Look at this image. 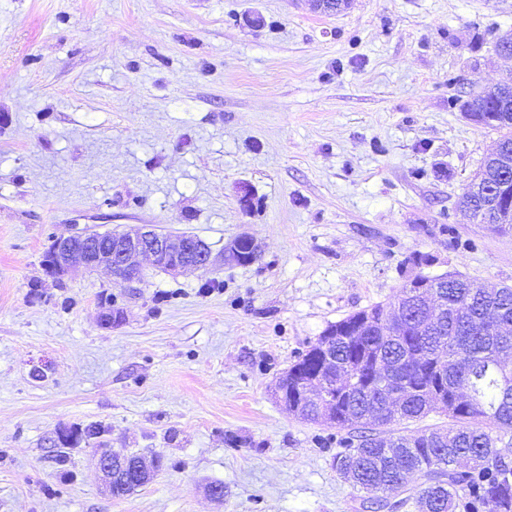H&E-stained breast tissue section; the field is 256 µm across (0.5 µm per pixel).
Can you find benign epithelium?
<instances>
[{"label":"benign epithelium","mask_w":512,"mask_h":512,"mask_svg":"<svg viewBox=\"0 0 512 512\" xmlns=\"http://www.w3.org/2000/svg\"><path fill=\"white\" fill-rule=\"evenodd\" d=\"M141 255L152 257L155 266L171 273L204 270L210 262V250L198 246L194 238L184 235L174 242L167 235L142 226L112 233L104 244L95 234L80 237L78 245L70 237L58 238L43 266L48 276L59 278L77 261L87 270L104 267L115 277L132 283L139 281L143 272L137 263ZM93 459L107 493H112L113 474L128 468V455L116 453L104 443L95 449Z\"/></svg>","instance_id":"obj_1"}]
</instances>
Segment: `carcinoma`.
<instances>
[{"instance_id": "cac0c4a2", "label": "carcinoma", "mask_w": 512, "mask_h": 512, "mask_svg": "<svg viewBox=\"0 0 512 512\" xmlns=\"http://www.w3.org/2000/svg\"><path fill=\"white\" fill-rule=\"evenodd\" d=\"M512 88V74L460 105L469 117L488 116L486 126L499 132L493 150L482 161L458 205L475 218H491L500 231L512 230V209L490 215L480 199L512 183L502 158L512 154V107L503 94ZM428 276L417 275L387 304H375L330 325L316 344L289 366L277 388L284 390L288 411L318 422L329 419L357 435L343 442L336 470L369 501L387 512L409 500L415 512H512V286L487 287L448 276L445 286L422 288ZM436 302L402 320L400 335H390L393 307L407 299ZM328 344L336 367L324 364L319 346ZM386 361V376L377 380V360ZM320 375L317 397L303 396L304 381ZM441 413L452 420L448 429L400 434L391 426ZM74 445L111 433L100 423L65 429ZM114 481L112 495L122 497L147 484ZM408 493L392 502L387 493Z\"/></svg>"}]
</instances>
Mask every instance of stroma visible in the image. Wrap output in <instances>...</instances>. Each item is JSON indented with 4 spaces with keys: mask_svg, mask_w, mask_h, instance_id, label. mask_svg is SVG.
Segmentation results:
<instances>
[{
    "mask_svg": "<svg viewBox=\"0 0 512 512\" xmlns=\"http://www.w3.org/2000/svg\"><path fill=\"white\" fill-rule=\"evenodd\" d=\"M508 30L512 0H0V512H362L346 430L274 388L415 275L512 285V232L456 206L498 139L459 101L512 72ZM143 224L208 269L43 270L55 238ZM91 421L154 480L106 495L88 444L59 467ZM63 431L66 432L67 438H73L74 444L62 448H75L82 442H87V444H90L89 440H95L99 437L106 436L107 434L111 433V428L109 426H105L101 422H90L85 425L64 428Z\"/></svg>",
    "mask_w": 512,
    "mask_h": 512,
    "instance_id": "1",
    "label": "stroma"
}]
</instances>
